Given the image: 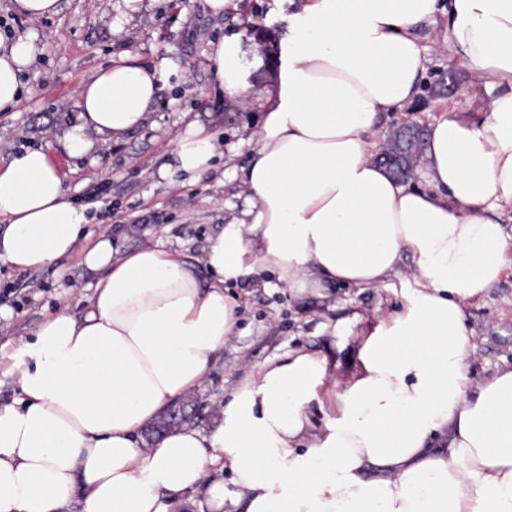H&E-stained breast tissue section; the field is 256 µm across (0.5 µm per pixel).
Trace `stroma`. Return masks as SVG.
Returning a JSON list of instances; mask_svg holds the SVG:
<instances>
[{
    "instance_id": "1",
    "label": "stroma",
    "mask_w": 512,
    "mask_h": 512,
    "mask_svg": "<svg viewBox=\"0 0 512 512\" xmlns=\"http://www.w3.org/2000/svg\"><path fill=\"white\" fill-rule=\"evenodd\" d=\"M293 0H232L222 16H212L203 0H154L136 26L119 34L109 29V0H60L59 12L31 20L15 13L10 0H0V22L14 33L34 30L45 37L44 51L22 76L20 105L0 112V164L24 147L49 150L65 174L70 195L93 206L91 232L124 229L125 247L146 241L145 233L161 228L170 247L198 259L207 237L224 221L225 203L237 200L234 167L244 165L256 144L263 94L278 71L279 44L288 34ZM228 37L240 43V63L250 85L251 105L231 109L217 90L207 57L212 40ZM444 25L424 28L421 44L428 59L419 94L399 112L386 114L377 136L392 137L403 128L427 129L448 107L470 95L493 97V90L475 87L461 60L443 49ZM128 50L142 63L163 70V88L153 114L156 127H146L98 149L96 164L62 154L56 136L75 117L74 98L80 84L113 55ZM213 112L222 134L217 151L222 165L188 188L176 191L161 183L157 171L172 162L176 138L184 129L185 112ZM67 269L60 278L58 269ZM93 276L84 274L78 255L57 267L18 274L0 266V305L14 314L0 321V342L32 337L45 315L67 308L80 311L91 293ZM415 285L411 267H403L379 289L357 293L338 286L335 310L296 316L295 305L279 288H252L232 339L217 356L206 379L194 391L200 408L193 425L214 426L228 390L252 367L295 348L323 349L328 319L369 315L387 308ZM466 322L474 334L469 376L478 383L512 365V270L480 299L467 304Z\"/></svg>"
}]
</instances>
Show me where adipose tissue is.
Segmentation results:
<instances>
[{
    "instance_id": "adipose-tissue-1",
    "label": "adipose tissue",
    "mask_w": 512,
    "mask_h": 512,
    "mask_svg": "<svg viewBox=\"0 0 512 512\" xmlns=\"http://www.w3.org/2000/svg\"><path fill=\"white\" fill-rule=\"evenodd\" d=\"M442 17L448 51L499 93L435 120L407 183L376 161L374 128L418 94L420 32ZM39 43L34 31L0 37V112L18 106ZM238 54L221 38L208 60L243 107ZM160 83L119 52L79 86L65 153L144 127ZM212 123L186 124L161 180L178 189L213 168ZM242 185L241 209L196 264L158 243L87 239V208L44 149L0 166V264L40 271L76 253L98 276L84 311L47 314L33 339L0 345L20 389L0 401V512H184L190 490L196 512H512V367L471 385L465 323L512 266V0H300ZM408 262L415 288L334 322L333 353L265 361L211 430L143 443L233 335L226 282L257 286L268 272L314 311L332 308L334 286L378 288Z\"/></svg>"
}]
</instances>
